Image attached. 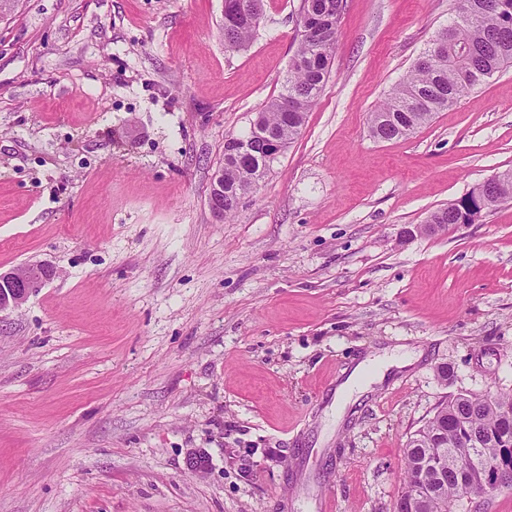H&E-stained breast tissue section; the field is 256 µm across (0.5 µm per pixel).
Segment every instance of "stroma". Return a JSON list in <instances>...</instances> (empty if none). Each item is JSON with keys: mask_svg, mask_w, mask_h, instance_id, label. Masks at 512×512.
Here are the masks:
<instances>
[{"mask_svg": "<svg viewBox=\"0 0 512 512\" xmlns=\"http://www.w3.org/2000/svg\"><path fill=\"white\" fill-rule=\"evenodd\" d=\"M300 0L247 49L224 0H25L0 20V512H392L446 397L512 394V66L405 139L368 118L455 0H347L300 136L217 220L224 138L282 91ZM409 367L335 390L366 357ZM446 377H439L438 367ZM478 185V186H477ZM470 192L462 197L453 210L441 208L432 213L427 224H438L440 230L448 226L457 227L475 224L485 210L490 211L507 200H512V170L499 172L493 179L484 184H477ZM476 194L479 204L476 203ZM56 274L52 267L33 264L0 271V312L21 307L32 293Z\"/></svg>", "mask_w": 512, "mask_h": 512, "instance_id": "obj_1", "label": "stroma"}]
</instances>
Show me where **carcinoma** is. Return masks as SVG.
I'll use <instances>...</instances> for the list:
<instances>
[{
	"mask_svg": "<svg viewBox=\"0 0 512 512\" xmlns=\"http://www.w3.org/2000/svg\"><path fill=\"white\" fill-rule=\"evenodd\" d=\"M311 3L312 17L319 28L311 39L299 32L290 60L283 92L271 100L253 120V130L244 137L224 139V217L238 208L229 193L237 187L256 186L270 170L272 145L282 149L301 134L308 113L316 104L330 76L336 49L338 21L346 0H302ZM486 0H457L453 22L436 39L455 48L457 61L437 55L427 67L413 65L386 100L369 114L373 137L404 138L426 124L432 116L454 104L467 90L491 78L512 63V0H497L499 7L487 9ZM264 11V0H248L245 12L224 15V43L230 49H245L253 40ZM512 200V170L499 172L488 182L473 187L448 210L432 213L429 224L445 230L450 224H474L484 211ZM481 435L474 449L478 460L496 458L512 448V394L496 396L457 394L439 403L422 427L410 436L405 454L412 462L405 467L401 500H422L413 512H452L456 501L468 493L455 477L456 450L466 430ZM442 456L448 467V483L436 479L429 462Z\"/></svg>",
	"mask_w": 512,
	"mask_h": 512,
	"instance_id": "obj_1",
	"label": "carcinoma"
}]
</instances>
